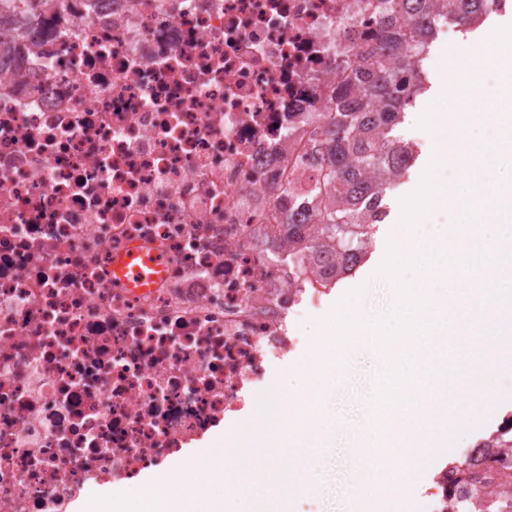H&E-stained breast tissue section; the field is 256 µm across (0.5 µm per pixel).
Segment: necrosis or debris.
Segmentation results:
<instances>
[{
    "label": "necrosis or debris",
    "mask_w": 512,
    "mask_h": 512,
    "mask_svg": "<svg viewBox=\"0 0 512 512\" xmlns=\"http://www.w3.org/2000/svg\"><path fill=\"white\" fill-rule=\"evenodd\" d=\"M397 0H49L0 25V512H69L251 408L330 292L288 260L318 143ZM166 260L145 293L114 253ZM471 439L420 512H512Z\"/></svg>",
    "instance_id": "obj_1"
}]
</instances>
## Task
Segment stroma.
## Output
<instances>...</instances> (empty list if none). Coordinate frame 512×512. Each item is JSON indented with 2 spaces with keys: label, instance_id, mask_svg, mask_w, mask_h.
<instances>
[{
  "label": "stroma",
  "instance_id": "obj_1",
  "mask_svg": "<svg viewBox=\"0 0 512 512\" xmlns=\"http://www.w3.org/2000/svg\"><path fill=\"white\" fill-rule=\"evenodd\" d=\"M446 53L441 43H434L425 63L430 89L419 97L416 107L406 110L398 128L404 140L418 146V161L407 173L404 183L389 194V215L377 225L366 261L352 276L336 284L323 309L306 313L297 320V333L303 336L305 344H312L317 337L310 326L311 321L325 317L352 290L362 289L360 305L369 313L389 307L395 300L393 293L377 278L376 272L385 258L392 225L403 220L401 198L418 189L429 167V158L436 142L435 131L419 127L418 122L434 108L442 87L448 81ZM344 355L347 362L342 365L335 386L325 397L326 409L338 420L335 443L333 447L312 451L307 459V468L302 473L303 478L316 481L319 489L315 497L308 500L295 497L284 499L285 512H366L368 508L366 501L353 499L348 490L365 478L352 444V433L364 417L367 399L372 391L370 374L376 366V359L365 342L346 349ZM457 400L470 408L467 419L470 436L484 435L489 426L497 425L500 421V409L512 406V367L503 368L492 391L471 385L458 394ZM263 444L264 439L254 417L244 418L234 434L224 440L225 465L252 479H265L271 473L285 469L284 458L262 453Z\"/></svg>",
  "mask_w": 512,
  "mask_h": 512
}]
</instances>
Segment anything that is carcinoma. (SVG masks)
<instances>
[{
  "mask_svg": "<svg viewBox=\"0 0 512 512\" xmlns=\"http://www.w3.org/2000/svg\"><path fill=\"white\" fill-rule=\"evenodd\" d=\"M46 2L0 0V15L39 11ZM498 2L470 0L467 9L448 13L427 6L426 0H401L410 27L379 28L373 52L352 61L357 88L341 90L321 141L315 190L325 199L318 225L308 229L288 218V255L297 266L304 267L306 252L319 250L331 257L323 275L338 282L364 260L374 225L388 215L390 177L403 175L417 160L414 146L394 130L429 89L424 63L437 32L448 24L474 30L481 13L497 12Z\"/></svg>",
  "mask_w": 512,
  "mask_h": 512,
  "instance_id": "1",
  "label": "carcinoma"
}]
</instances>
